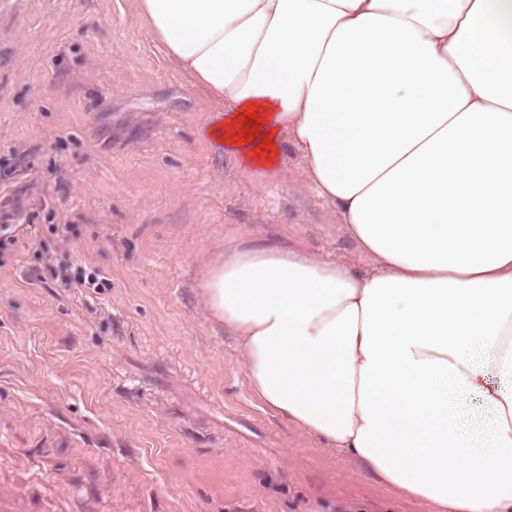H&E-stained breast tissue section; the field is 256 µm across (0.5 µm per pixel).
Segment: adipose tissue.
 <instances>
[{
  "label": "adipose tissue",
  "instance_id": "obj_1",
  "mask_svg": "<svg viewBox=\"0 0 512 512\" xmlns=\"http://www.w3.org/2000/svg\"><path fill=\"white\" fill-rule=\"evenodd\" d=\"M137 5L221 105L208 137L262 175L291 142L377 261L212 254L200 295L255 397L436 512H512V0Z\"/></svg>",
  "mask_w": 512,
  "mask_h": 512
}]
</instances>
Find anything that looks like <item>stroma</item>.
<instances>
[{
	"label": "stroma",
	"instance_id": "1",
	"mask_svg": "<svg viewBox=\"0 0 512 512\" xmlns=\"http://www.w3.org/2000/svg\"><path fill=\"white\" fill-rule=\"evenodd\" d=\"M216 110L136 0H0V512H431L264 408L209 321L237 237L374 266L291 144L259 179Z\"/></svg>",
	"mask_w": 512,
	"mask_h": 512
}]
</instances>
